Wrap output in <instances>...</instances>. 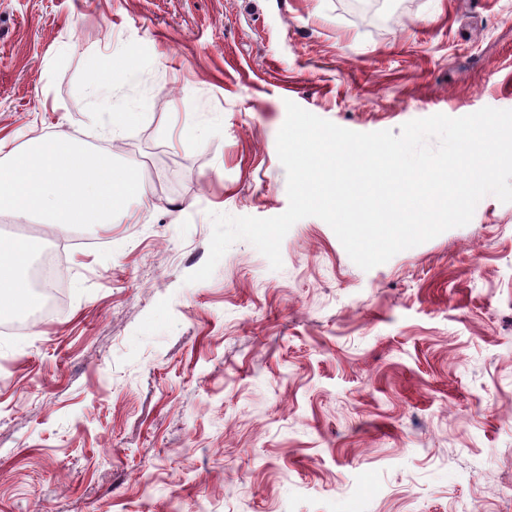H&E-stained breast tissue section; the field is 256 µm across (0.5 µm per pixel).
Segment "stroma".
Segmentation results:
<instances>
[{
  "label": "stroma",
  "instance_id": "obj_1",
  "mask_svg": "<svg viewBox=\"0 0 512 512\" xmlns=\"http://www.w3.org/2000/svg\"><path fill=\"white\" fill-rule=\"evenodd\" d=\"M289 100L356 132L512 109V0H0V138L147 193L23 227L63 301L0 332V512H512V203L368 271L306 217L281 269L240 240L186 283L211 213L287 209Z\"/></svg>",
  "mask_w": 512,
  "mask_h": 512
}]
</instances>
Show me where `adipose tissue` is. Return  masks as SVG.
<instances>
[{
	"label": "adipose tissue",
	"mask_w": 512,
	"mask_h": 512,
	"mask_svg": "<svg viewBox=\"0 0 512 512\" xmlns=\"http://www.w3.org/2000/svg\"><path fill=\"white\" fill-rule=\"evenodd\" d=\"M31 257L27 239L0 238V313L40 305L41 298L33 291L27 277Z\"/></svg>",
	"instance_id": "obj_1"
}]
</instances>
